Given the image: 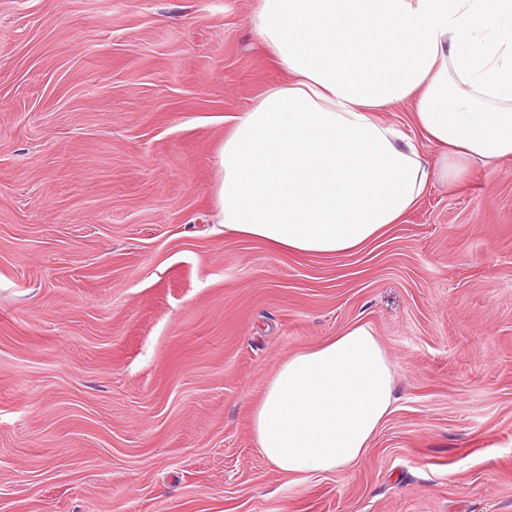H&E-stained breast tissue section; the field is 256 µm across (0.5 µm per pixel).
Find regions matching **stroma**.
<instances>
[{"label": "stroma", "mask_w": 512, "mask_h": 512, "mask_svg": "<svg viewBox=\"0 0 512 512\" xmlns=\"http://www.w3.org/2000/svg\"><path fill=\"white\" fill-rule=\"evenodd\" d=\"M254 0H0V512H512V158L343 256L225 234L217 150L282 80ZM393 367L364 458L251 427L356 323Z\"/></svg>", "instance_id": "35a3bbf8"}]
</instances>
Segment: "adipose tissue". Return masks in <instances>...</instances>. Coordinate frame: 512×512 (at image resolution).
<instances>
[{
  "instance_id": "1",
  "label": "adipose tissue",
  "mask_w": 512,
  "mask_h": 512,
  "mask_svg": "<svg viewBox=\"0 0 512 512\" xmlns=\"http://www.w3.org/2000/svg\"><path fill=\"white\" fill-rule=\"evenodd\" d=\"M251 23L285 78L219 147L225 231L349 255L433 183L512 156V0H256ZM404 101L435 160L378 119ZM394 401L381 342L355 324L277 364L252 429L285 473L338 471L363 459Z\"/></svg>"
}]
</instances>
